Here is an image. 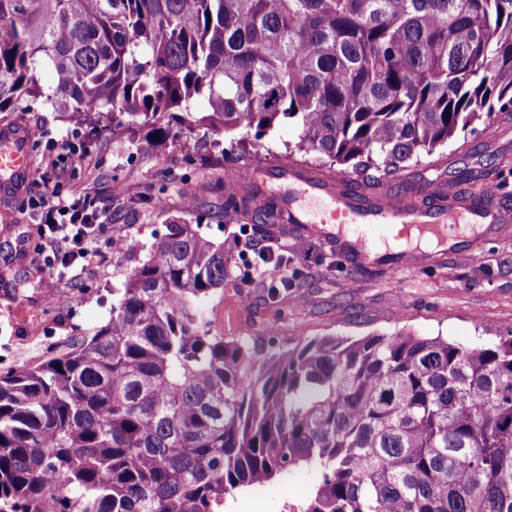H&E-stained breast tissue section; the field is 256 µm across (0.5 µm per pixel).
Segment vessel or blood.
Here are the masks:
<instances>
[{
	"label": "vessel or blood",
	"instance_id": "vessel-or-blood-1",
	"mask_svg": "<svg viewBox=\"0 0 512 512\" xmlns=\"http://www.w3.org/2000/svg\"><path fill=\"white\" fill-rule=\"evenodd\" d=\"M28 145L29 136L24 129H0V180L21 184L30 170ZM240 188L275 195L285 223L299 225L304 236L335 242L361 266L419 263L421 256L416 251H397L388 246L392 226L401 225L400 235L404 238L415 229L452 240L449 205H456L463 214L475 213L478 222L484 224L504 218L502 212L489 208L472 210L452 191L437 193V205L422 208L407 198H373L362 189H348L343 179L281 164L249 167Z\"/></svg>",
	"mask_w": 512,
	"mask_h": 512
}]
</instances>
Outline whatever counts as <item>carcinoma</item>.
I'll return each mask as SVG.
<instances>
[{"label":"carcinoma","instance_id":"1","mask_svg":"<svg viewBox=\"0 0 512 512\" xmlns=\"http://www.w3.org/2000/svg\"><path fill=\"white\" fill-rule=\"evenodd\" d=\"M29 98L94 135L163 140L183 112L190 148L288 122L289 156L377 192L512 113V0H0V113ZM246 211L277 217L225 194ZM228 277L224 244L168 224L106 324L0 376V512H224L300 468L302 512H512V333L263 354L212 331Z\"/></svg>","mask_w":512,"mask_h":512}]
</instances>
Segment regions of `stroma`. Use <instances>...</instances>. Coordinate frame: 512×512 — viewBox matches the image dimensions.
Listing matches in <instances>:
<instances>
[{
    "mask_svg": "<svg viewBox=\"0 0 512 512\" xmlns=\"http://www.w3.org/2000/svg\"><path fill=\"white\" fill-rule=\"evenodd\" d=\"M40 118L47 119L55 137L83 141V125L61 121L40 102L12 113L6 123L18 128ZM103 124L89 146L90 161L65 163L64 180L75 185L93 181L118 222L129 225V242L118 252L97 244L87 274L66 286L65 303H56L40 287L36 266L17 251L20 239L36 237L34 224L20 212V197H0V375L40 361L65 338L105 324L113 289L122 286L130 268L148 259L156 239L173 222L200 225L205 235L223 243L230 276L207 313L225 337L258 344L266 353L326 336L356 340L406 332L460 343L480 337L489 343L512 331V220L491 225L485 234L423 264L368 270L354 267L318 240L293 250L295 235L280 233L275 241L289 248L290 284L275 294L261 279H245L236 244L243 221L225 215L222 188L243 165L288 163L286 146L296 139L293 127L280 125L264 137L262 151L216 166L205 160V148L229 146L241 140V133L203 129L199 147L186 150L175 128L162 145L151 147L147 128L115 131L108 117ZM481 167L488 171V186L497 187L501 175L512 173V117L499 113L478 123L475 131L390 177L383 192L408 195L427 207L433 199L425 185H444L461 169ZM120 187L125 190L121 196L116 193ZM317 481L306 470L257 492L235 493L228 500L229 512H282L285 500L305 497Z\"/></svg>",
    "mask_w": 512,
    "mask_h": 512,
    "instance_id": "obj_1",
    "label": "stroma"
}]
</instances>
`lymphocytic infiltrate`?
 Returning <instances> with one entry per match:
<instances>
[{"mask_svg": "<svg viewBox=\"0 0 512 512\" xmlns=\"http://www.w3.org/2000/svg\"><path fill=\"white\" fill-rule=\"evenodd\" d=\"M22 212L32 214L37 242L21 241V253H35L45 271L40 285L47 297L61 299L67 282L79 276L92 254L94 244L107 241L112 250L124 249L128 231L112 218L111 207L102 205L92 186L67 189L60 185L46 187L38 195L27 196ZM237 244L243 256H255L252 269L258 275L274 278L285 273L287 259L274 242H259L239 235Z\"/></svg>", "mask_w": 512, "mask_h": 512, "instance_id": "lymphocytic-infiltrate-1", "label": "lymphocytic infiltrate"}]
</instances>
